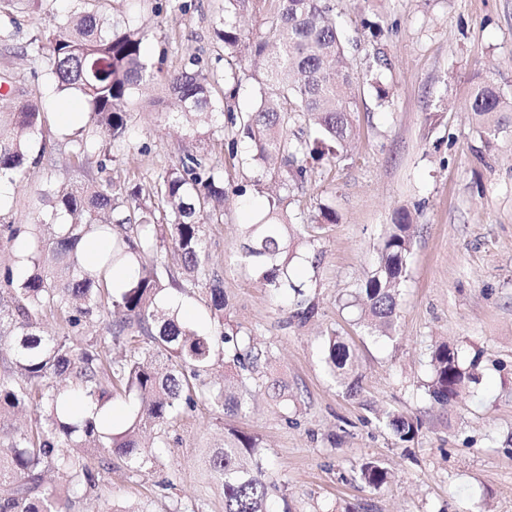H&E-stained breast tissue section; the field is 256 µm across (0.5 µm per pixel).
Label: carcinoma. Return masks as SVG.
<instances>
[{
  "instance_id": "1",
  "label": "carcinoma",
  "mask_w": 512,
  "mask_h": 512,
  "mask_svg": "<svg viewBox=\"0 0 512 512\" xmlns=\"http://www.w3.org/2000/svg\"><path fill=\"white\" fill-rule=\"evenodd\" d=\"M267 0H224L216 28L224 54L247 61L262 89L257 109L237 121L227 109L231 142L253 145L250 180L266 197V214L246 225L242 258L253 265L263 286L292 289L300 296L295 317L308 321L316 303L289 275L300 231L291 222L290 188L305 182L312 168L343 155L353 136V77L330 0H273L267 32L248 37L231 18L259 11ZM145 24L117 21L95 10L54 19L52 31L30 40L29 52L46 64L59 94L80 101L86 132L69 138V157L83 161L98 154L103 169L113 153L131 149L129 123L153 70L143 50ZM225 75L214 71L172 72L164 77L178 110L171 113L195 134L209 126L220 108L215 92ZM0 107V179L26 180L30 156L41 134L38 104L3 96ZM480 137L490 143L500 131L512 97L489 82L474 85L467 102ZM304 118L307 131L293 133L290 122ZM41 205L35 224H0V241L29 237L33 245L20 275L15 264L0 265V512H73L112 470V457L144 469L153 455L146 435L157 439L200 401L223 412H245L253 396L252 371L260 359L251 337L224 321V286L210 267L205 226L224 223V169L185 151L179 162L160 169L147 192L117 185L58 184L48 171L34 200ZM410 225L402 216L386 234L374 270L354 295L366 326L388 333L398 307L399 288L411 255ZM99 234L111 238L107 253L83 254L78 244ZM177 255L178 268L166 262ZM118 262L137 266L120 288L110 282ZM208 286L210 325L178 318L164 294H190ZM58 315L68 326L63 336L42 335L44 318ZM95 319L107 323L115 353L100 349L94 336L81 335ZM243 370L216 388L207 381L215 366ZM325 364L353 396L360 377L348 345L336 334L326 339ZM476 366L463 367L446 344L431 351L425 394L445 405L470 383ZM120 394L131 405L119 427L100 430L80 410L83 403L104 406ZM30 409L34 421L19 430L14 415ZM385 424L407 443L422 423L388 412ZM256 439L233 431L211 459L224 486V512H269L268 476L256 453ZM361 476L370 486L391 480L381 464L368 462Z\"/></svg>"
}]
</instances>
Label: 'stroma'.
<instances>
[{"label":"stroma","instance_id":"stroma-1","mask_svg":"<svg viewBox=\"0 0 512 512\" xmlns=\"http://www.w3.org/2000/svg\"><path fill=\"white\" fill-rule=\"evenodd\" d=\"M150 19L147 56L178 71L199 64L235 70L224 94L237 116L260 98L247 69L227 58L215 28L224 0H181ZM357 76L356 135L347 156L315 167L295 189L293 212L310 244L290 276L305 284L319 310L300 322L292 291L263 288L240 257L245 225L258 220L263 197L237 188L252 173L241 161L253 151L196 143L165 122L172 99L162 82L146 91L130 126L131 151L106 170L95 160L68 159L66 131L56 116L63 99L25 48L49 16L16 10L0 16L10 38L0 41V85L37 99L45 115L37 140L57 162L56 178L71 185L137 183L183 151L224 166V221L206 228L210 263L224 283L227 313L265 356L253 376L256 393L244 414L198 404L168 430L156 463L136 469L113 460L80 512H224V487L210 467L224 435L256 437L276 484L271 512H512V113L491 143L481 142L466 109L472 87L487 81L512 96V0H332ZM383 29L372 41L363 20ZM388 61L380 102L369 83L376 54ZM45 171L12 186L0 224H31V199ZM414 224L412 252L400 288L392 337H375L350 301L377 261L397 210ZM336 221L319 223L321 211ZM349 345L361 389L349 396L329 375L324 338ZM445 342L478 382L448 405L427 399L430 348ZM385 411L417 416L422 428L402 443L381 420ZM375 460L391 480L371 487L361 478Z\"/></svg>","mask_w":512,"mask_h":512}]
</instances>
